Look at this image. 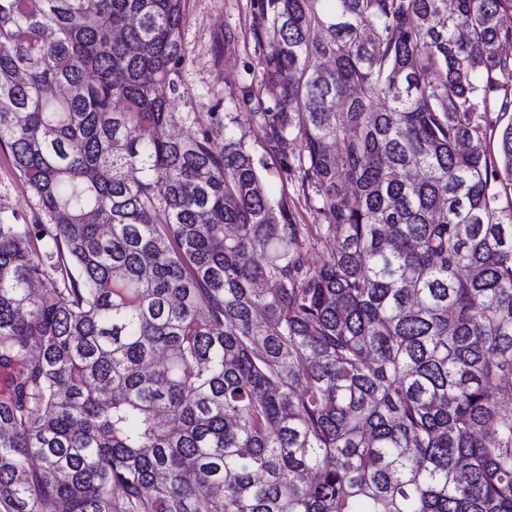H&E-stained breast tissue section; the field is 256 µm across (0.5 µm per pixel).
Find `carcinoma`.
Wrapping results in <instances>:
<instances>
[{"instance_id":"obj_1","label":"carcinoma","mask_w":512,"mask_h":512,"mask_svg":"<svg viewBox=\"0 0 512 512\" xmlns=\"http://www.w3.org/2000/svg\"><path fill=\"white\" fill-rule=\"evenodd\" d=\"M185 8L0 0V512H512V0H257L321 224L170 133ZM0 222L8 224H48L49 218L38 199L28 189L0 149Z\"/></svg>"}]
</instances>
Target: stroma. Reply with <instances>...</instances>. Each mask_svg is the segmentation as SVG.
<instances>
[{
  "label": "stroma",
  "mask_w": 512,
  "mask_h": 512,
  "mask_svg": "<svg viewBox=\"0 0 512 512\" xmlns=\"http://www.w3.org/2000/svg\"><path fill=\"white\" fill-rule=\"evenodd\" d=\"M253 0H187L182 37L185 62L181 95L174 102L178 115H197L199 125H182L183 134L206 131L216 144H223L224 129L209 118L213 112L234 113L235 131L243 135L256 158L267 159L262 135L252 121L256 100L245 89L253 72L259 71L266 42L257 40L253 27ZM271 193L285 195L300 224H317L321 218L302 194L296 175L270 170L265 177ZM49 218L0 150V222L45 224Z\"/></svg>",
  "instance_id": "stroma-1"
}]
</instances>
